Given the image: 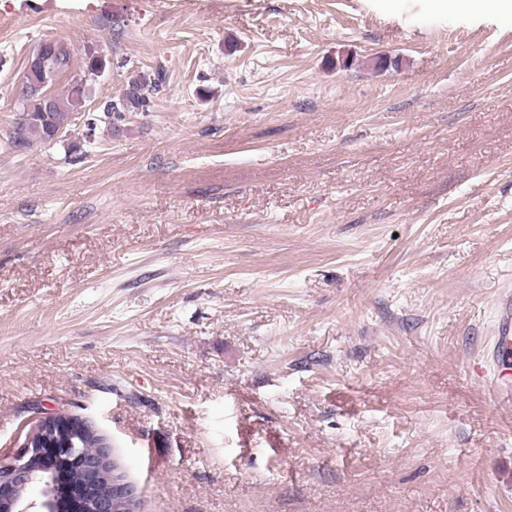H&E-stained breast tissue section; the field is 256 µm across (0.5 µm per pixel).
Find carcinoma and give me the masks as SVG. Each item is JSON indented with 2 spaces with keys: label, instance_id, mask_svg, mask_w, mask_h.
<instances>
[{
  "label": "carcinoma",
  "instance_id": "carcinoma-1",
  "mask_svg": "<svg viewBox=\"0 0 512 512\" xmlns=\"http://www.w3.org/2000/svg\"><path fill=\"white\" fill-rule=\"evenodd\" d=\"M53 58L64 67L63 74L70 73L72 67V48L61 40H53L51 46ZM106 67L105 56L99 51L86 54L83 73L70 77L64 91L54 93V104L51 110H46L42 99L37 95L15 96L18 114L26 116L21 136L8 135V143L16 150H24L36 143H53L54 133L63 130L68 133L72 126L73 114L87 109L85 114L86 138L95 135L98 124L104 123L110 127L124 120L128 112H145L152 103L153 95L160 90V84L142 76L128 81L118 100L107 101L93 109L87 107L90 102L89 82L101 76ZM54 469L59 477L65 478L71 484H81L85 480L84 469L69 460H59ZM90 494L94 499H105L114 496L113 480L105 477L91 485Z\"/></svg>",
  "mask_w": 512,
  "mask_h": 512
}]
</instances>
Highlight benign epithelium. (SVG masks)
Wrapping results in <instances>:
<instances>
[{
  "label": "benign epithelium",
  "instance_id": "obj_1",
  "mask_svg": "<svg viewBox=\"0 0 512 512\" xmlns=\"http://www.w3.org/2000/svg\"><path fill=\"white\" fill-rule=\"evenodd\" d=\"M55 77V70L45 59H38L25 67L18 87L45 90ZM86 433L81 424L62 415H49L40 423V430L30 436L11 455L0 460V512H57V496L50 482L49 469L53 461L67 459L74 454V438ZM110 449L102 443L96 458L83 463L84 469L97 479L106 474ZM42 484L40 495L32 498L27 490Z\"/></svg>",
  "mask_w": 512,
  "mask_h": 512
}]
</instances>
